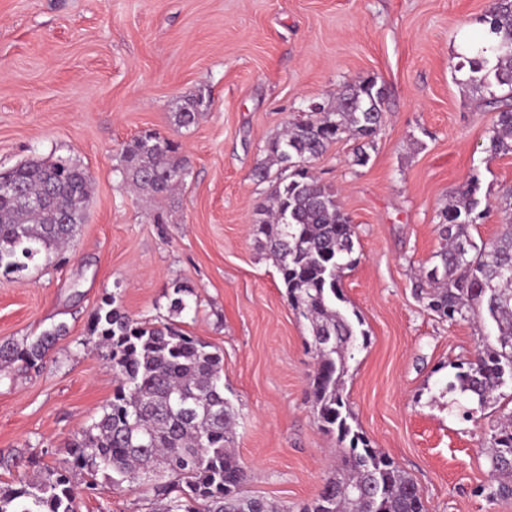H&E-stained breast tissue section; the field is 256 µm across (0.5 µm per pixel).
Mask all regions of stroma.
I'll list each match as a JSON object with an SVG mask.
<instances>
[{"label":"stroma","instance_id":"obj_1","mask_svg":"<svg viewBox=\"0 0 512 512\" xmlns=\"http://www.w3.org/2000/svg\"><path fill=\"white\" fill-rule=\"evenodd\" d=\"M490 0H0V171L67 158L93 178L70 247L20 275L0 274V342L53 325L68 333L42 368L0 372V486L27 462L56 467L98 420L116 386L108 351L88 344L94 309L113 295L139 320L168 317L224 355L245 490L283 504L313 498L338 443L309 397V333L251 227L270 183L253 179L268 141L310 103L368 78L384 121L354 164L344 138L310 164L354 227L343 309L366 334L349 362L351 425L421 489L427 512H512L489 501L486 453L512 387L463 416L444 386L490 322L439 319L416 296L442 246L440 214L479 177L490 208L473 241L502 230L494 202L512 186V153L486 152L493 115L456 69ZM203 97L194 125L175 114ZM153 131L179 143L190 174L157 203L123 183L125 146ZM163 223H155L156 211ZM77 512H156L148 485L97 475Z\"/></svg>","mask_w":512,"mask_h":512}]
</instances>
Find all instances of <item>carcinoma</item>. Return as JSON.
Returning a JSON list of instances; mask_svg holds the SVG:
<instances>
[{"label":"carcinoma","instance_id":"obj_1","mask_svg":"<svg viewBox=\"0 0 512 512\" xmlns=\"http://www.w3.org/2000/svg\"><path fill=\"white\" fill-rule=\"evenodd\" d=\"M480 22L486 34L469 42L459 69H467L468 84L487 92L483 105L495 113L486 147L492 158L512 153V0H492ZM384 96L372 78L345 87L330 104H311L267 143L268 162L253 170L257 181L273 180V190L252 233L273 260L288 304L308 324L316 358L309 380L313 413L340 444L317 495L288 508L247 494V475L233 448L236 416L224 397L223 355L171 322L131 318L109 296L92 314L88 342L109 351L118 381L112 400L71 443L67 464L38 470L17 487H1L0 512H76L75 473L83 470L90 476L86 492L96 490L99 472L115 487L150 483L163 497L160 512H426L414 480L350 424L345 377L359 337L339 303L355 230L336 193L308 169L338 140L375 137ZM203 101L200 95L175 113L177 124H195ZM119 173L137 190L165 198L189 168L178 143L145 132L124 148ZM0 179L17 188L14 195L0 194V270L25 271L74 240L90 197L85 170L32 159L0 172ZM479 192L474 176L442 211L439 233L446 244L436 253L438 262L423 270L427 287L420 296L451 322L485 315L494 323L495 333L482 338L473 358L457 364L455 381L448 383V391L482 408L512 380V187L499 201L504 230L481 246L468 233L483 216ZM66 334L61 323L20 343H1L0 368L16 362L41 368ZM489 462L496 485L487 498L512 499V412L493 436Z\"/></svg>","mask_w":512,"mask_h":512}]
</instances>
